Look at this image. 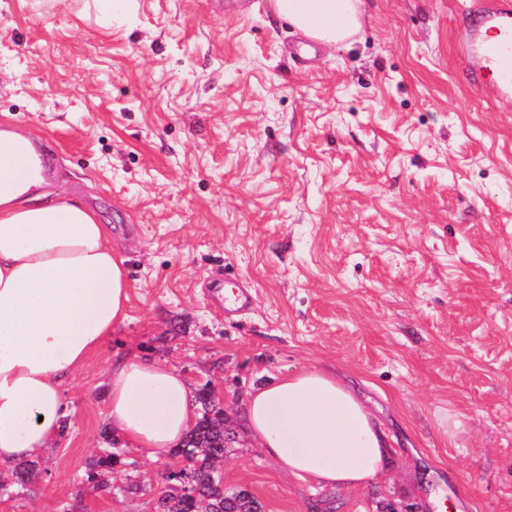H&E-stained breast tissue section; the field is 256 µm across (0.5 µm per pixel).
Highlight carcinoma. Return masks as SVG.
<instances>
[{
	"label": "carcinoma",
	"mask_w": 512,
	"mask_h": 512,
	"mask_svg": "<svg viewBox=\"0 0 512 512\" xmlns=\"http://www.w3.org/2000/svg\"><path fill=\"white\" fill-rule=\"evenodd\" d=\"M201 411L195 427L188 432L176 453L186 464L179 472L169 476L176 482L172 491L157 498L154 512H260V505L254 497L243 496V491H224L215 473L217 464L224 461V420L219 418L218 401L212 391L203 387L196 394ZM117 461L112 453L106 452L89 463L87 482L92 488H112V473ZM34 462H19L13 472V484L24 487Z\"/></svg>",
	"instance_id": "obj_1"
}]
</instances>
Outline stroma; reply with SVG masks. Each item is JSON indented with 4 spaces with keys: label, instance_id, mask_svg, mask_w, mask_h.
<instances>
[{
    "label": "stroma",
    "instance_id": "1",
    "mask_svg": "<svg viewBox=\"0 0 512 512\" xmlns=\"http://www.w3.org/2000/svg\"><path fill=\"white\" fill-rule=\"evenodd\" d=\"M473 0H369L346 47L301 49L270 0H0V129L112 227L126 319L68 382L61 440L0 512H147L182 457L121 445L102 381L135 353L224 402L225 489L263 512H512V100L457 52ZM232 274L252 302L207 290ZM342 376L391 437L361 488L288 476L242 428L252 388ZM107 450L104 449L102 452ZM118 463L120 462L114 459L112 452H105L97 456L88 464L87 482L96 490H112V473Z\"/></svg>",
    "mask_w": 512,
    "mask_h": 512
}]
</instances>
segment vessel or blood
<instances>
[{"instance_id":"1","label":"vessel or blood","mask_w":512,"mask_h":512,"mask_svg":"<svg viewBox=\"0 0 512 512\" xmlns=\"http://www.w3.org/2000/svg\"><path fill=\"white\" fill-rule=\"evenodd\" d=\"M458 52L469 60L467 77L480 85L492 99L512 98V0H476L467 27V40ZM213 299L223 300L225 307L246 308L251 299L249 289L240 285L223 288L213 283Z\"/></svg>"}]
</instances>
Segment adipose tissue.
Here are the masks:
<instances>
[{
	"label": "adipose tissue",
	"instance_id": "1",
	"mask_svg": "<svg viewBox=\"0 0 512 512\" xmlns=\"http://www.w3.org/2000/svg\"><path fill=\"white\" fill-rule=\"evenodd\" d=\"M274 11L320 45L358 31L363 0H272ZM28 136L0 134V474L58 443L63 385L126 316L125 260L92 209L49 193ZM113 428L133 448L178 444L196 420L177 370L130 354L106 381ZM252 438L288 474L357 488L382 472L387 433L335 374L303 368L254 388Z\"/></svg>",
	"mask_w": 512,
	"mask_h": 512
}]
</instances>
